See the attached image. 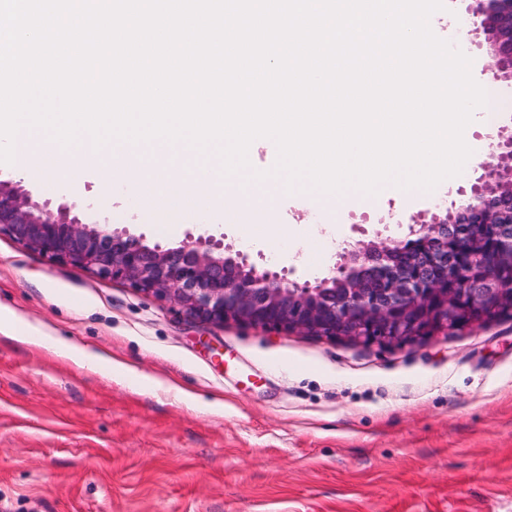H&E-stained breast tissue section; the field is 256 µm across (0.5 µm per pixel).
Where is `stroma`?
Here are the masks:
<instances>
[{
    "instance_id": "1",
    "label": "stroma",
    "mask_w": 512,
    "mask_h": 512,
    "mask_svg": "<svg viewBox=\"0 0 512 512\" xmlns=\"http://www.w3.org/2000/svg\"><path fill=\"white\" fill-rule=\"evenodd\" d=\"M473 175L319 208L300 254L282 228L303 212L289 196L254 238L134 213L120 188L101 203L88 178L80 218L165 248L221 238L312 283L339 244L406 238ZM4 308L110 361L90 371L0 335V512H512V316L391 349L217 327L1 234Z\"/></svg>"
}]
</instances>
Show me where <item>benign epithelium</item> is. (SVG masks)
Listing matches in <instances>:
<instances>
[{
  "mask_svg": "<svg viewBox=\"0 0 512 512\" xmlns=\"http://www.w3.org/2000/svg\"><path fill=\"white\" fill-rule=\"evenodd\" d=\"M471 44H488L478 78L512 84V0H466ZM459 188L446 218L413 225L411 238L344 251L352 265L315 285L260 270L224 241L164 249L108 224H84L70 208L34 199L0 179V234L58 260L122 281L216 326L232 321L396 348L482 328L512 312V136L497 142Z\"/></svg>",
  "mask_w": 512,
  "mask_h": 512,
  "instance_id": "1",
  "label": "benign epithelium"
}]
</instances>
